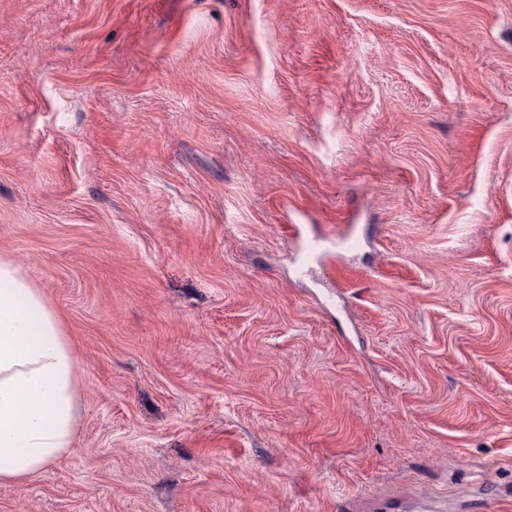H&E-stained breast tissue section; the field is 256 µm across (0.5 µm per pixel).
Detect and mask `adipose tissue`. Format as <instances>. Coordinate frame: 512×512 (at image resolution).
I'll list each match as a JSON object with an SVG mask.
<instances>
[{
	"mask_svg": "<svg viewBox=\"0 0 512 512\" xmlns=\"http://www.w3.org/2000/svg\"><path fill=\"white\" fill-rule=\"evenodd\" d=\"M77 421V361L63 318L0 260V482L25 488L61 460Z\"/></svg>",
	"mask_w": 512,
	"mask_h": 512,
	"instance_id": "1",
	"label": "adipose tissue"
}]
</instances>
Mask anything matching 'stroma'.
<instances>
[{
  "mask_svg": "<svg viewBox=\"0 0 512 512\" xmlns=\"http://www.w3.org/2000/svg\"><path fill=\"white\" fill-rule=\"evenodd\" d=\"M0 259L81 394L0 512H498L512 0H0Z\"/></svg>",
  "mask_w": 512,
  "mask_h": 512,
  "instance_id": "obj_1",
  "label": "stroma"
}]
</instances>
